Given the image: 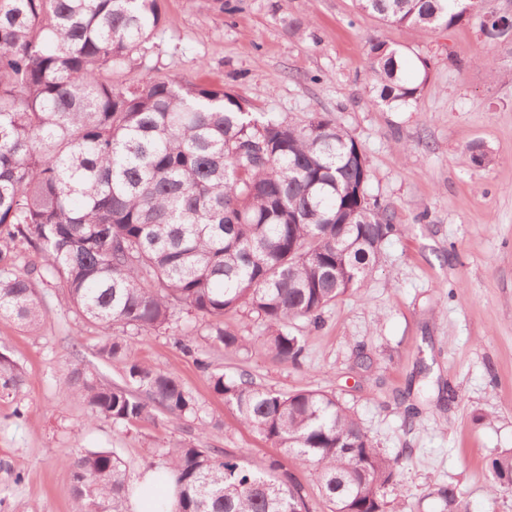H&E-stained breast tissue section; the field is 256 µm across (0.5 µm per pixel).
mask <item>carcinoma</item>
Masks as SVG:
<instances>
[{"label":"carcinoma","instance_id":"1","mask_svg":"<svg viewBox=\"0 0 512 512\" xmlns=\"http://www.w3.org/2000/svg\"><path fill=\"white\" fill-rule=\"evenodd\" d=\"M391 25L423 33L480 15L481 0H357ZM160 0H0V320L37 333L46 312L33 273L62 288L101 328L98 354L124 365L120 384L84 369L67 381L95 415L130 425L157 410H201L171 372L144 363L124 333L167 331L177 313L202 320L210 339L246 347L224 316L264 326L261 346L298 366L293 327L355 294L396 231L366 193L369 170L352 136L325 113L281 120L246 110L222 87L171 76H129L163 24ZM373 101L410 112L428 78L408 75L407 54L367 42ZM39 270L18 269L22 250ZM241 425L309 463L329 512H386L398 459L377 448L350 409L308 388L283 394L243 376L210 373ZM21 375L0 355V387ZM171 512H314L278 458L253 470L231 452L170 448ZM86 512H122L129 493L111 450L64 461ZM512 485V450L493 460ZM437 497L462 512L456 487Z\"/></svg>","mask_w":512,"mask_h":512}]
</instances>
